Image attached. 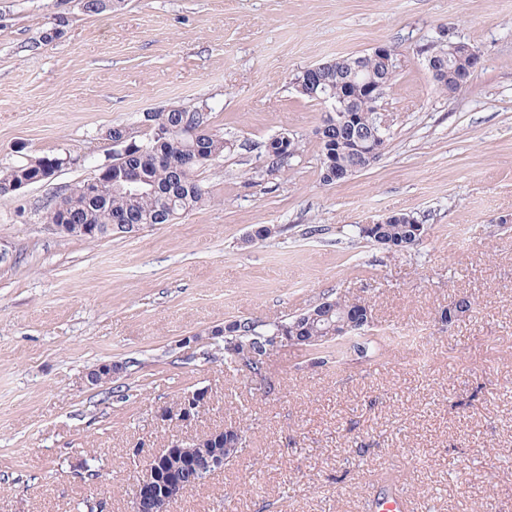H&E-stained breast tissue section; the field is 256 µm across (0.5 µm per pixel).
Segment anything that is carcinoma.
I'll return each instance as SVG.
<instances>
[{"label": "carcinoma", "instance_id": "carcinoma-1", "mask_svg": "<svg viewBox=\"0 0 512 512\" xmlns=\"http://www.w3.org/2000/svg\"><path fill=\"white\" fill-rule=\"evenodd\" d=\"M351 57L341 56L329 61V66L319 72L318 80L326 92L336 93L338 84L349 78ZM354 117L360 127L366 129L374 114L370 103L354 97ZM151 132L140 141L138 148L113 156L114 167L125 169L143 178L149 189L138 194L107 190L96 197L82 192L83 182L67 188L52 198L45 206L44 220L58 224L66 213L78 215L85 230L77 229L72 236L87 241L104 239L109 232L101 229L106 214H130L144 226L172 224L180 216L192 212L210 201L205 187L195 177V170L209 162L224 157L230 149L224 133L213 124V109L206 103L192 107H171L151 113ZM282 141L273 138L264 144V155L270 171L279 170L284 159ZM57 158H38L10 169L0 170V197L10 194L9 187L16 184L49 182L58 166ZM319 174L326 185H333L336 169L361 171L364 162L357 150L344 144H336V133L326 131L320 137ZM426 228L404 213L395 223L378 224L370 232L358 230V238L376 242L386 249H414L424 238ZM286 324L293 336H310L313 328L305 327L295 319L272 322L251 318L224 322V338L237 343L235 353H224V368L229 372H245L253 378L266 379L268 361L272 352L267 349L266 337L275 327ZM318 359L341 363L352 353L370 359L377 353V342L372 336L356 334L348 340L335 338L320 340L308 348Z\"/></svg>", "mask_w": 512, "mask_h": 512}]
</instances>
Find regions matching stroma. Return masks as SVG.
Instances as JSON below:
<instances>
[{"label":"stroma","mask_w":512,"mask_h":512,"mask_svg":"<svg viewBox=\"0 0 512 512\" xmlns=\"http://www.w3.org/2000/svg\"><path fill=\"white\" fill-rule=\"evenodd\" d=\"M480 67L437 90L442 35ZM387 44L383 154L323 185L324 105L294 81L311 65ZM208 104L232 148L200 168L211 201L172 224L90 242L51 230L43 204L112 160V127ZM302 153L268 172L263 144ZM70 154L48 183L0 198V512H132L148 460L176 437L238 424L247 451L168 512H512V0H0V169ZM396 212L427 228L414 249L349 239ZM267 226L270 237L250 240ZM361 297L370 333L420 354L319 363L288 346L264 380L211 362L224 321ZM473 309L452 323L460 297ZM127 363L110 383L87 372ZM208 392L190 425L165 421ZM208 403V392L198 389L181 400L175 409H164L160 416L165 421H175L183 425L191 424L195 420V409H202ZM205 408V407H204Z\"/></svg>","instance_id":"obj_1"}]
</instances>
